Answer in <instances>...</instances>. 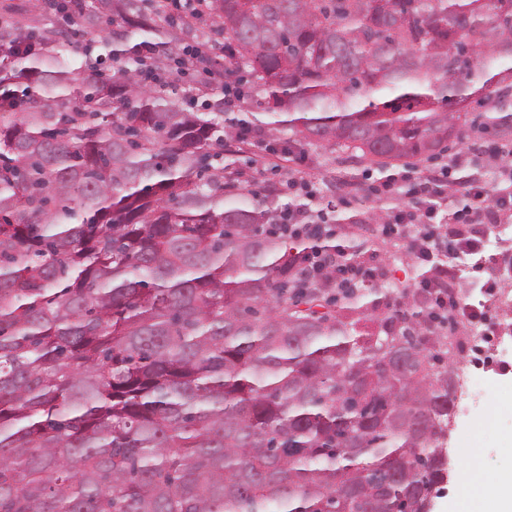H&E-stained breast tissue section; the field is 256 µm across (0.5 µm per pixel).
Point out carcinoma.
<instances>
[{"label":"carcinoma","instance_id":"cac0c4a2","mask_svg":"<svg viewBox=\"0 0 512 512\" xmlns=\"http://www.w3.org/2000/svg\"><path fill=\"white\" fill-rule=\"evenodd\" d=\"M112 12L0 26V512H425L454 408L431 294L288 284L269 197L228 186L224 98L360 160L512 127V0H202L224 33ZM155 44L145 63L138 44Z\"/></svg>","mask_w":512,"mask_h":512}]
</instances>
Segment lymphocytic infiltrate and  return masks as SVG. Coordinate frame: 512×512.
Listing matches in <instances>:
<instances>
[{
	"label": "lymphocytic infiltrate",
	"instance_id": "1",
	"mask_svg": "<svg viewBox=\"0 0 512 512\" xmlns=\"http://www.w3.org/2000/svg\"><path fill=\"white\" fill-rule=\"evenodd\" d=\"M467 161V154L460 152L438 171L414 177L405 172L392 173L375 189L380 197H413V204L385 214L382 229L385 234L410 239L416 264L432 261L435 250L442 246L455 254H484L487 221L497 213H512V167L499 162L487 170L483 179L457 182L454 173ZM454 185L462 198L447 220H440L442 203ZM278 230L305 246L290 272L297 287L356 289L382 273L374 255H349L344 241L337 238L335 225L327 223L322 210L297 208L281 213Z\"/></svg>",
	"mask_w": 512,
	"mask_h": 512
}]
</instances>
